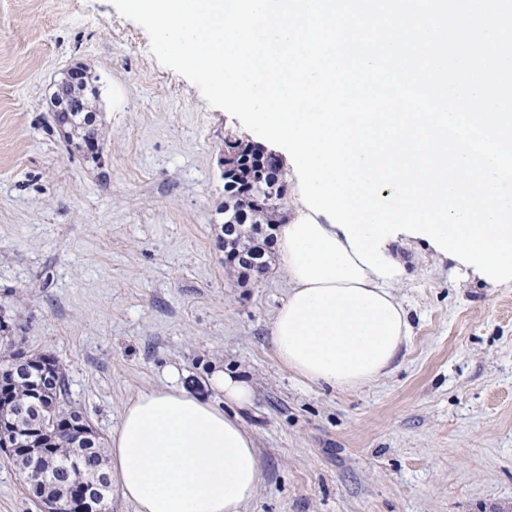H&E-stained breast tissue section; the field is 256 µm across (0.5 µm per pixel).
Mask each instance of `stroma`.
<instances>
[{
  "label": "stroma",
  "mask_w": 512,
  "mask_h": 512,
  "mask_svg": "<svg viewBox=\"0 0 512 512\" xmlns=\"http://www.w3.org/2000/svg\"><path fill=\"white\" fill-rule=\"evenodd\" d=\"M75 66L98 93L97 165L50 110ZM249 135L111 0H0V316L16 341L63 364L107 439L139 393L208 394L215 367L248 380L253 403L232 412L264 476L243 512H512V283L409 241L394 371L304 382L270 342L280 258L257 281L224 268L219 159ZM0 512H39L2 458Z\"/></svg>",
  "instance_id": "35a3bbf8"
}]
</instances>
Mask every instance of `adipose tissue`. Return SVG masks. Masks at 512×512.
I'll use <instances>...</instances> for the list:
<instances>
[{"label": "adipose tissue", "mask_w": 512, "mask_h": 512, "mask_svg": "<svg viewBox=\"0 0 512 512\" xmlns=\"http://www.w3.org/2000/svg\"><path fill=\"white\" fill-rule=\"evenodd\" d=\"M288 297L270 322L278 361L303 381L351 390L387 375L412 336L396 280L356 258L326 216L280 225ZM112 474L136 512H242L263 480L252 433L171 387L139 394L112 436Z\"/></svg>", "instance_id": "1"}]
</instances>
